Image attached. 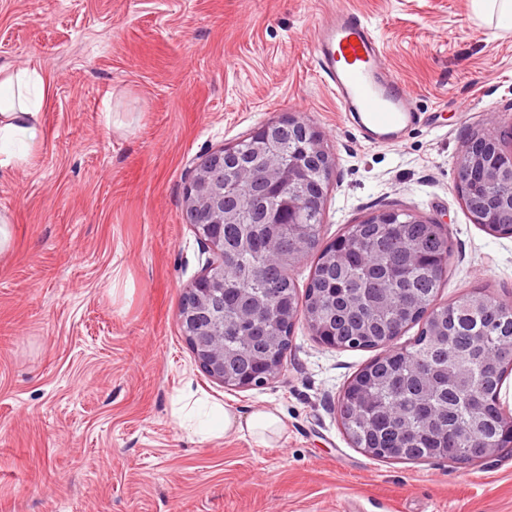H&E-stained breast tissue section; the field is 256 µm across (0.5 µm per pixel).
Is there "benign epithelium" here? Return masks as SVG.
Segmentation results:
<instances>
[{"label": "benign epithelium", "instance_id": "1", "mask_svg": "<svg viewBox=\"0 0 512 512\" xmlns=\"http://www.w3.org/2000/svg\"><path fill=\"white\" fill-rule=\"evenodd\" d=\"M285 127L299 132L306 144L303 154L291 159L286 170L278 163L280 135ZM256 133L255 152L261 157L258 166L243 167L227 181L218 179L214 172L224 171V149L220 148L195 165L184 192L188 223L208 250L219 255V260L208 261L203 273L186 289L178 320L201 370L224 386L234 383L236 389L250 388L253 383L249 377L231 379L224 375V225L237 219V214L224 210L228 183L257 180V194L248 203L250 223L272 224V198L283 183L304 185V191L288 199V207L298 210L322 204L334 165L321 135L294 115L266 122ZM491 184L512 189V142L504 143L502 136L493 132L476 133L461 146L456 185L462 200L473 209L472 222L485 225V230L497 235L504 225L512 230V203L487 192L485 187ZM301 319L323 345L335 347V342L325 336L313 317L299 309H290L266 323L257 319L253 308L243 300L237 326L244 337L267 336L273 343L277 339L278 322L293 325Z\"/></svg>", "mask_w": 512, "mask_h": 512}]
</instances>
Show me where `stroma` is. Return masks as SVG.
<instances>
[{"instance_id": "stroma-1", "label": "stroma", "mask_w": 512, "mask_h": 512, "mask_svg": "<svg viewBox=\"0 0 512 512\" xmlns=\"http://www.w3.org/2000/svg\"><path fill=\"white\" fill-rule=\"evenodd\" d=\"M340 8L420 114L394 144L363 142L316 68ZM32 66L43 137L0 172V512H512L511 449L395 462L350 442L340 396L374 351L299 322L276 378L229 390L176 318L207 261L184 210L195 164L291 113L334 159L322 242L405 211L448 236L437 303L512 298V237L471 222L455 179L469 135L512 126V28L474 0H0V68ZM185 392L276 411L283 434L201 439L174 412Z\"/></svg>"}]
</instances>
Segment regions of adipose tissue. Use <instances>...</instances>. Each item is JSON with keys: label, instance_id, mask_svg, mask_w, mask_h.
Masks as SVG:
<instances>
[{"label": "adipose tissue", "instance_id": "adipose-tissue-1", "mask_svg": "<svg viewBox=\"0 0 512 512\" xmlns=\"http://www.w3.org/2000/svg\"><path fill=\"white\" fill-rule=\"evenodd\" d=\"M47 95L45 79L38 68L19 71L0 69V169L22 165L26 156L15 153L16 145L25 149L37 144L41 137L40 112ZM207 412L209 421L199 426L202 437L221 434L247 436L260 446L275 443L281 435V420L269 410L254 411L247 419H240L219 404L202 410L200 405H183L178 414L189 421L200 412Z\"/></svg>", "mask_w": 512, "mask_h": 512}]
</instances>
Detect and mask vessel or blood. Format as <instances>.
Returning <instances> with one entry per match:
<instances>
[{
	"mask_svg": "<svg viewBox=\"0 0 512 512\" xmlns=\"http://www.w3.org/2000/svg\"><path fill=\"white\" fill-rule=\"evenodd\" d=\"M314 57L363 139L389 143L414 124L408 89L394 78L375 35L358 14L342 9L323 24Z\"/></svg>",
	"mask_w": 512,
	"mask_h": 512,
	"instance_id": "obj_1",
	"label": "vessel or blood"
}]
</instances>
